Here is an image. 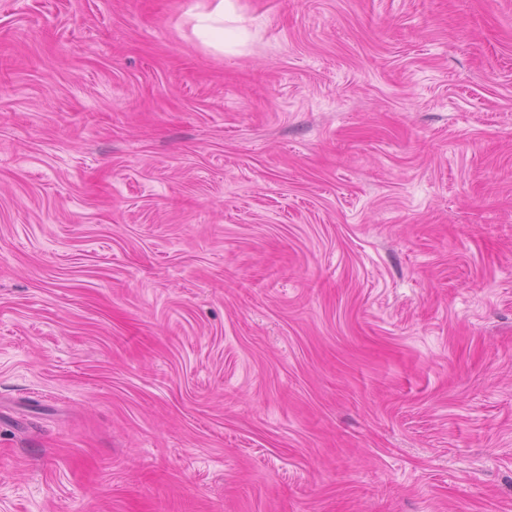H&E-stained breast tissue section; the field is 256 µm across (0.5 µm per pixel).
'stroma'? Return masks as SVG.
<instances>
[{"label": "stroma", "instance_id": "35a3bbf8", "mask_svg": "<svg viewBox=\"0 0 512 512\" xmlns=\"http://www.w3.org/2000/svg\"><path fill=\"white\" fill-rule=\"evenodd\" d=\"M0 0V512H512V0ZM224 19L236 20V8L232 0H220L215 11L196 15V27L209 34L213 44L220 50H224Z\"/></svg>", "mask_w": 512, "mask_h": 512}]
</instances>
